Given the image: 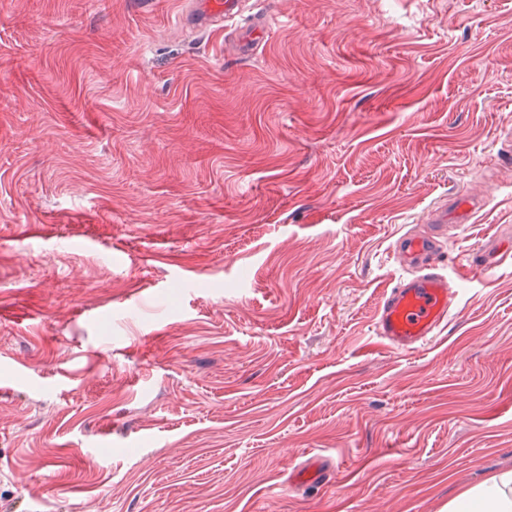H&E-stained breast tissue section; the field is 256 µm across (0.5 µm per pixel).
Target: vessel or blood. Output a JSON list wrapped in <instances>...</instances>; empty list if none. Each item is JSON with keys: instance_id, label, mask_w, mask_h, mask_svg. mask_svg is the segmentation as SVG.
<instances>
[{"instance_id": "vessel-or-blood-1", "label": "vessel or blood", "mask_w": 512, "mask_h": 512, "mask_svg": "<svg viewBox=\"0 0 512 512\" xmlns=\"http://www.w3.org/2000/svg\"><path fill=\"white\" fill-rule=\"evenodd\" d=\"M243 0H197L193 20L196 28L210 29L216 22L236 17ZM269 16H255L248 35L240 46L255 50L269 27ZM479 205L469 197H457L435 207L432 229L425 234L404 233L393 244V252L402 266L411 268L409 276L399 278L380 302L374 332L386 345L396 351L418 348L436 335L448 319L454 305L455 293L448 277L440 272L436 257L449 230L474 219ZM303 485L321 489L330 485L337 472L326 457L312 453L296 472Z\"/></svg>"}]
</instances>
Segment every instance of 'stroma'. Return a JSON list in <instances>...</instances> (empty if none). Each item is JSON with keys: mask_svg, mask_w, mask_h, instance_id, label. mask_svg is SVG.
Instances as JSON below:
<instances>
[{"mask_svg": "<svg viewBox=\"0 0 512 512\" xmlns=\"http://www.w3.org/2000/svg\"><path fill=\"white\" fill-rule=\"evenodd\" d=\"M192 7L0 0V512H448L512 470V260L462 266L512 240V0ZM462 194L391 350V247ZM242 4V0L196 1L193 11L194 24L197 29L208 30L218 21L239 15ZM271 19L265 14L255 16L248 27V36L239 42L240 48L254 52L262 39L263 33L269 27ZM481 206L472 198L459 197L432 210L429 233H404L393 244L402 266L413 269L400 277L380 302L374 332L396 351L418 348L436 335L454 306L455 292L448 276L440 272L436 257L448 230H457L474 219ZM448 215L457 220L448 222ZM296 477L302 478L299 483L307 487L321 489L330 485L335 477L337 479V468L335 470L324 455L314 452L296 471Z\"/></svg>", "mask_w": 512, "mask_h": 512, "instance_id": "stroma-1", "label": "stroma"}]
</instances>
